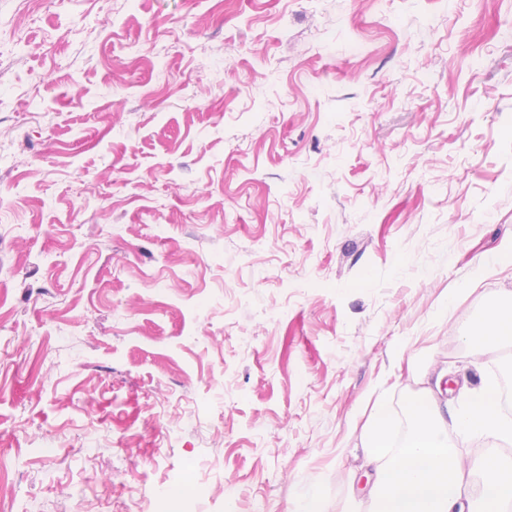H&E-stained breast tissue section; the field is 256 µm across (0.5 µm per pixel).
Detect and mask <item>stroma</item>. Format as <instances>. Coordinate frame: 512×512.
Returning <instances> with one entry per match:
<instances>
[{
	"mask_svg": "<svg viewBox=\"0 0 512 512\" xmlns=\"http://www.w3.org/2000/svg\"><path fill=\"white\" fill-rule=\"evenodd\" d=\"M510 251L512 0H0V512H359Z\"/></svg>",
	"mask_w": 512,
	"mask_h": 512,
	"instance_id": "stroma-1",
	"label": "stroma"
}]
</instances>
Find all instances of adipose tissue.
<instances>
[{"label": "adipose tissue", "instance_id": "adipose-tissue-1", "mask_svg": "<svg viewBox=\"0 0 512 512\" xmlns=\"http://www.w3.org/2000/svg\"><path fill=\"white\" fill-rule=\"evenodd\" d=\"M465 343L474 357L511 344L512 303L490 302L477 333ZM464 395L458 409L429 389L412 394L406 414L413 428L397 449L391 446L392 413L385 402L375 405L364 427L375 512H512V458L465 457L450 439L455 433L511 443L512 417L503 412L501 390L486 383Z\"/></svg>", "mask_w": 512, "mask_h": 512}]
</instances>
